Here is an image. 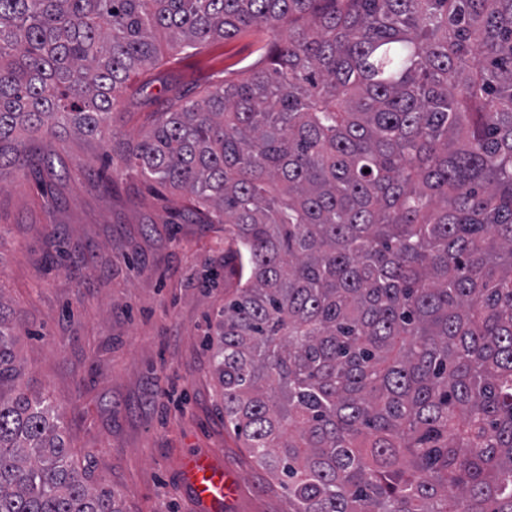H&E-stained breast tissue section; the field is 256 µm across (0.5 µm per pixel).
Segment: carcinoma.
Returning a JSON list of instances; mask_svg holds the SVG:
<instances>
[{
    "label": "carcinoma",
    "mask_w": 512,
    "mask_h": 512,
    "mask_svg": "<svg viewBox=\"0 0 512 512\" xmlns=\"http://www.w3.org/2000/svg\"><path fill=\"white\" fill-rule=\"evenodd\" d=\"M254 27L127 158L235 242L224 421L288 512H512V0H0V182L23 134L108 142L156 31ZM18 336L0 297V512H119Z\"/></svg>",
    "instance_id": "1"
}]
</instances>
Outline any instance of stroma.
Masks as SVG:
<instances>
[{
    "instance_id": "obj_1",
    "label": "stroma",
    "mask_w": 512,
    "mask_h": 512,
    "mask_svg": "<svg viewBox=\"0 0 512 512\" xmlns=\"http://www.w3.org/2000/svg\"><path fill=\"white\" fill-rule=\"evenodd\" d=\"M266 29L176 50L112 104L108 143L61 134L40 176L0 186V295L19 316L23 381L48 393L75 462L115 493L119 512H200L182 470L198 454L237 483L223 512H288V495L224 424L213 373L223 225L201 223L186 193L152 189L125 149L150 116L198 98L253 63Z\"/></svg>"
}]
</instances>
